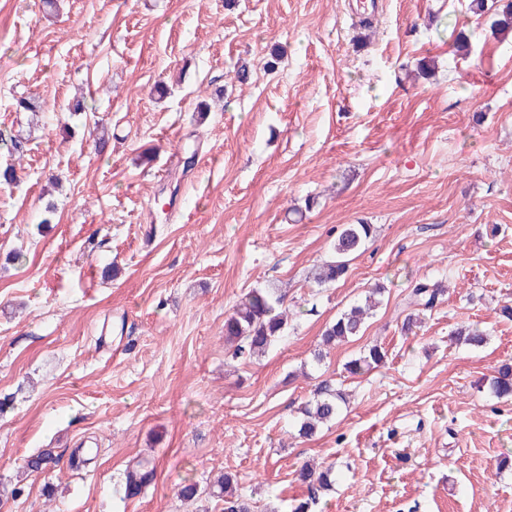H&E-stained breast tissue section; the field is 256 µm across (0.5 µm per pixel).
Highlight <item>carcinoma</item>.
I'll return each mask as SVG.
<instances>
[{"label":"carcinoma","mask_w":512,"mask_h":512,"mask_svg":"<svg viewBox=\"0 0 512 512\" xmlns=\"http://www.w3.org/2000/svg\"><path fill=\"white\" fill-rule=\"evenodd\" d=\"M491 28L505 36L512 33V0H504L500 5L494 14ZM371 235L372 226L369 224L343 225L332 246L333 257L316 269L315 282L325 286L342 279L348 272L351 257L362 249ZM444 293L445 288L438 281L416 283L406 298L405 305L409 313L405 316L402 329L412 332L420 327V314L432 310ZM283 304L284 295L274 288H254L242 297L224 320V341L234 346L233 355H262L283 335L288 325V313L281 309ZM367 310L366 306L354 305L343 311L325 328L322 345L329 346L359 335ZM453 336L456 342L476 348L487 341L486 331L476 325L462 326ZM385 357L383 348L373 345L359 357L349 361L346 370L352 375L363 374L381 366ZM490 387L498 398L512 397V365L501 366L498 375L491 379ZM345 404L347 399L342 390L332 387L328 382L319 384L302 409L298 436L307 439L314 437L320 425L335 420ZM55 462L57 458L53 450L46 448L31 457L26 467L31 472H38ZM333 474L331 465L318 469L302 466L298 471V479L307 486L308 496L293 500L289 505L290 512H310L312 504L320 494L331 490ZM153 477L154 469L142 464L136 469L126 471L124 496L131 498L139 495ZM231 481V475H224L217 484L208 486V495L224 498V512H251L249 503L232 492Z\"/></svg>","instance_id":"cac0c4a2"}]
</instances>
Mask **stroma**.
I'll return each mask as SVG.
<instances>
[{"label": "stroma", "mask_w": 512, "mask_h": 512, "mask_svg": "<svg viewBox=\"0 0 512 512\" xmlns=\"http://www.w3.org/2000/svg\"><path fill=\"white\" fill-rule=\"evenodd\" d=\"M469 2L0 0V131L25 141L0 143V512H223L178 495L223 473L287 512L307 461L336 470L315 512H512V399L490 389L512 364V35ZM346 224L373 234L318 286ZM426 280L446 292L405 333ZM253 288L292 319L236 358L224 319ZM469 324L486 345L452 340ZM373 343L384 365L350 375ZM324 380L349 403L298 438ZM139 461L154 479L125 497ZM367 307L354 305L344 310L336 319L330 323L322 334V346H330L335 342L347 341L350 338L358 336L363 329Z\"/></svg>", "instance_id": "35a3bbf8"}]
</instances>
